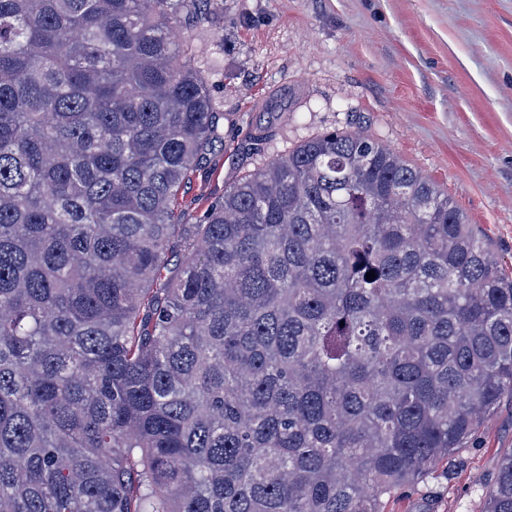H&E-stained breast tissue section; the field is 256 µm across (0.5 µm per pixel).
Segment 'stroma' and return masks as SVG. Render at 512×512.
I'll list each match as a JSON object with an SVG mask.
<instances>
[{
    "label": "stroma",
    "mask_w": 512,
    "mask_h": 512,
    "mask_svg": "<svg viewBox=\"0 0 512 512\" xmlns=\"http://www.w3.org/2000/svg\"><path fill=\"white\" fill-rule=\"evenodd\" d=\"M196 60L224 114V142L181 204L210 202L299 142L363 128L430 178L512 276V0H210ZM271 137L251 148L255 124ZM512 401L385 512H482Z\"/></svg>",
    "instance_id": "stroma-1"
}]
</instances>
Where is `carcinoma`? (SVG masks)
Returning a JSON list of instances; mask_svg holds the SVG:
<instances>
[{
  "instance_id": "obj_1",
  "label": "carcinoma",
  "mask_w": 512,
  "mask_h": 512,
  "mask_svg": "<svg viewBox=\"0 0 512 512\" xmlns=\"http://www.w3.org/2000/svg\"><path fill=\"white\" fill-rule=\"evenodd\" d=\"M207 2L0 0V512H384L512 400L501 260L364 131L183 223Z\"/></svg>"
}]
</instances>
